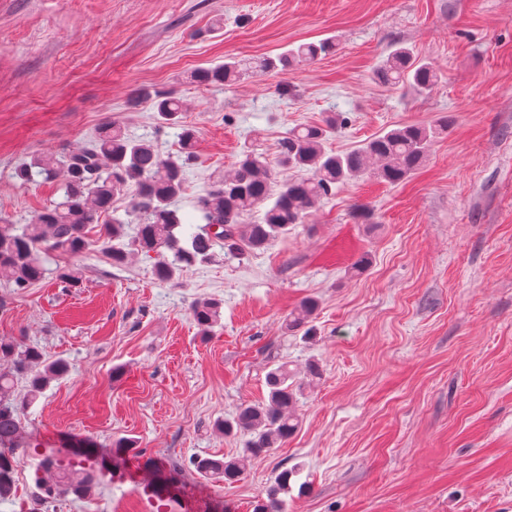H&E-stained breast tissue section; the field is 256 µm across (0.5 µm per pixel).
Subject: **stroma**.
Masks as SVG:
<instances>
[{
  "label": "stroma",
  "instance_id": "35a3bbf8",
  "mask_svg": "<svg viewBox=\"0 0 512 512\" xmlns=\"http://www.w3.org/2000/svg\"><path fill=\"white\" fill-rule=\"evenodd\" d=\"M325 38L335 53L285 73L193 79ZM397 44L437 69L426 94L376 80ZM142 86L175 92L197 130L184 213L244 147L275 158L288 129L332 112L337 152L446 113L455 123L406 181L343 185L263 251L172 282L152 260L120 267L97 249L78 288L56 281L52 255L25 292L0 277V336L69 365L25 411L39 447L20 450L0 512H156L147 459L175 512H253L286 469L288 512H512V0H0V224L62 199L58 183L17 181L19 163L75 151L103 123L176 152L151 103L128 106ZM202 298L222 304L208 336L190 315ZM306 299L310 334L286 331ZM284 362L320 368L288 442L231 484L172 476L196 455L241 456L245 436L216 423L266 398ZM68 433L105 449L131 438L140 456L88 498L38 501V463ZM243 70L245 69L240 61L228 60L224 64L201 70L197 78L200 83L207 85H224L239 78Z\"/></svg>",
  "mask_w": 512,
  "mask_h": 512
}]
</instances>
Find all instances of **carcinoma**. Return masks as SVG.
<instances>
[{"label": "carcinoma", "mask_w": 512, "mask_h": 512, "mask_svg": "<svg viewBox=\"0 0 512 512\" xmlns=\"http://www.w3.org/2000/svg\"><path fill=\"white\" fill-rule=\"evenodd\" d=\"M335 43L326 39L302 43L274 59H266L260 68L286 71L307 64L332 52ZM243 64L228 60L204 69L198 81L222 85L240 77ZM384 83L413 95L429 91L439 75L431 63L414 58L412 52L396 45L375 71ZM152 101L160 127L175 128L179 150L174 157H163L153 140L128 134L118 122L101 125L90 143L65 155L45 154L15 168L17 180L31 183L61 180L62 200L40 210L28 224H0V275L13 287L25 290L40 282L46 274L41 255L56 252L79 258L94 247L105 252L116 266L133 258L154 259L153 275L160 282L175 280L182 273L210 261L217 249L234 255L254 253L266 248L291 224H301L310 212L336 189L359 178L399 183L419 169L433 142L449 131L450 116L430 126L403 125L382 132L356 149L337 154L326 148L338 120L330 116L316 125L294 128L278 144V164L294 169L302 176L275 181L271 165L261 153L245 150L233 166L220 173L193 202L195 217L179 213L174 202L184 190V173L197 158V131L182 121L183 103L173 92L151 93L135 90L130 104ZM129 195L126 218H112L95 235L90 226L101 215L112 211L120 194ZM264 211L251 215L259 207ZM136 226L127 237L126 226ZM57 278L65 286L80 285L79 269L61 266ZM316 309L312 300L303 302L290 314L286 329H298L309 322ZM191 317L207 336L220 318V303L200 300L191 305ZM68 371L62 359L45 360L42 351L9 338L0 337V501L12 498L17 488L18 450L24 447L25 408L52 381ZM27 376L28 389L16 392L15 379ZM318 365L310 363L298 375L282 363L267 373V399L240 406L222 421L219 429L226 435L249 436L244 454L238 458L197 455L190 460L195 472L211 480L232 483L244 471L248 458L265 457L288 441L299 427L297 404L307 382L318 377ZM78 455L95 459L99 473L115 474L135 454V441L120 438L112 452L103 455L91 439L76 443ZM39 468L48 479L40 486L42 499L55 501L69 495L87 497L95 485L94 474L57 465L45 457ZM291 470H283L274 484L259 499L254 512H285L282 495L288 493Z\"/></svg>", "instance_id": "obj_1"}]
</instances>
